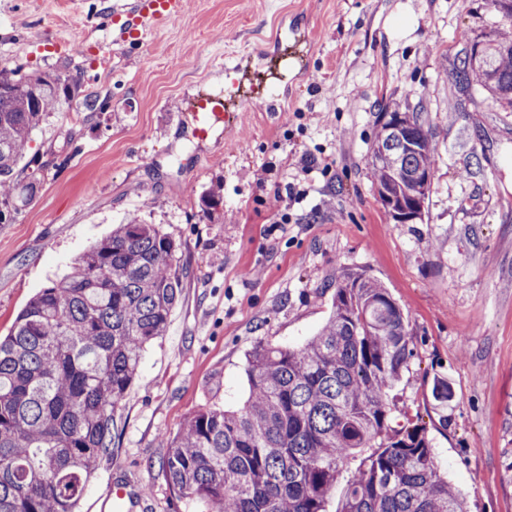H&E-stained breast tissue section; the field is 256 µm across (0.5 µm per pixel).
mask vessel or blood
Listing matches in <instances>:
<instances>
[{
  "label": "vessel or blood",
  "mask_w": 512,
  "mask_h": 512,
  "mask_svg": "<svg viewBox=\"0 0 512 512\" xmlns=\"http://www.w3.org/2000/svg\"><path fill=\"white\" fill-rule=\"evenodd\" d=\"M184 0H116L106 19L112 27L113 44L136 43L149 32L179 18ZM230 113L220 112L218 104L199 99L193 114L194 134L206 138L213 126L229 122Z\"/></svg>",
  "instance_id": "1"
}]
</instances>
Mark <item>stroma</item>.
I'll return each instance as SVG.
<instances>
[{"instance_id": "1", "label": "stroma", "mask_w": 512, "mask_h": 512, "mask_svg": "<svg viewBox=\"0 0 512 512\" xmlns=\"http://www.w3.org/2000/svg\"><path fill=\"white\" fill-rule=\"evenodd\" d=\"M113 2L0 0V65L69 74L97 101L32 135L23 163L42 185L0 224V336L129 215L179 247L169 329L145 350L112 457L77 512H112L116 478L146 488L151 512H211L172 499L164 438L199 410L242 408L249 353L302 347L347 270L380 281L407 317L417 349L395 401L449 483L470 512H512V112L454 75L498 24L487 0H186L179 19L126 46L94 22ZM286 53L291 67L239 98L234 126L194 137L198 96L224 97L229 79ZM393 112L419 113L435 147L409 224L383 207L368 163ZM437 376L454 394L444 417L430 402Z\"/></svg>"}]
</instances>
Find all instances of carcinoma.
Returning a JSON list of instances; mask_svg holds the SVG:
<instances>
[{"instance_id": "carcinoma-1", "label": "carcinoma", "mask_w": 512, "mask_h": 512, "mask_svg": "<svg viewBox=\"0 0 512 512\" xmlns=\"http://www.w3.org/2000/svg\"><path fill=\"white\" fill-rule=\"evenodd\" d=\"M490 68L512 89V36H489ZM512 112V96L460 60ZM73 99L61 73L0 66V224L38 191V170L15 194L32 132ZM406 151L383 124L374 145L404 170L434 173L431 139ZM176 243L130 217L41 289L0 337V512H76L101 462L146 346L165 335L181 292ZM416 354L403 309L366 271L336 283L334 310L302 348L259 345L249 355L243 408L205 409L167 439L159 461L172 495L212 512H326L327 493L356 462L340 512H467L440 472L430 440L408 428L390 392ZM439 409L452 397L433 381Z\"/></svg>"}]
</instances>
